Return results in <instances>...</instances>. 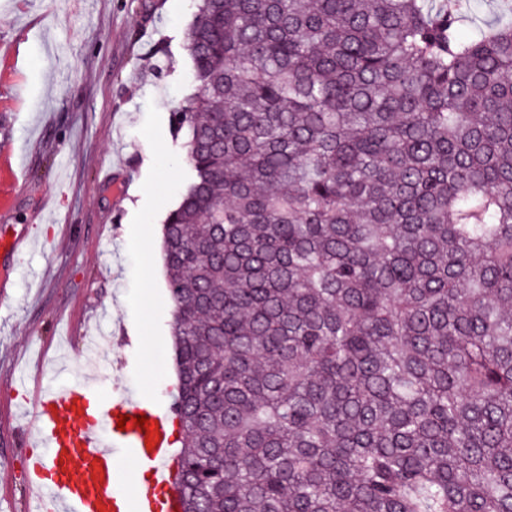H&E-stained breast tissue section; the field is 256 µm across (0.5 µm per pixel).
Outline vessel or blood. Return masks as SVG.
Instances as JSON below:
<instances>
[{"label": "vessel or blood", "instance_id": "b4317fda", "mask_svg": "<svg viewBox=\"0 0 512 512\" xmlns=\"http://www.w3.org/2000/svg\"><path fill=\"white\" fill-rule=\"evenodd\" d=\"M85 390L50 392L37 404L38 433L48 454L33 456L29 469L36 475L38 498L51 499L60 512H175V495L157 500L154 490L173 483L176 450L168 433L170 407L138 395H126L111 407L90 412ZM127 415L118 429L119 415ZM146 415L149 428L134 418ZM134 456L149 465L152 485L128 497L123 491L129 477L124 457Z\"/></svg>", "mask_w": 512, "mask_h": 512}]
</instances>
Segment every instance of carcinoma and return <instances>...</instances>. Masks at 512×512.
Returning a JSON list of instances; mask_svg holds the SVG:
<instances>
[{
  "instance_id": "1",
  "label": "carcinoma",
  "mask_w": 512,
  "mask_h": 512,
  "mask_svg": "<svg viewBox=\"0 0 512 512\" xmlns=\"http://www.w3.org/2000/svg\"><path fill=\"white\" fill-rule=\"evenodd\" d=\"M196 0L162 225L182 512H512V0ZM459 11L467 24L480 23L489 16L490 11L499 7L498 2H476L472 0H459Z\"/></svg>"
}]
</instances>
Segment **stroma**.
<instances>
[{
  "label": "stroma",
  "instance_id": "35a3bbf8",
  "mask_svg": "<svg viewBox=\"0 0 512 512\" xmlns=\"http://www.w3.org/2000/svg\"><path fill=\"white\" fill-rule=\"evenodd\" d=\"M194 11L192 0H0V231L31 229L18 263L0 257V512H34L17 407L40 385L89 387L104 408L127 390L170 400L160 229L187 169L171 114L191 88ZM88 330L110 339L100 358L86 355Z\"/></svg>",
  "mask_w": 512,
  "mask_h": 512
}]
</instances>
